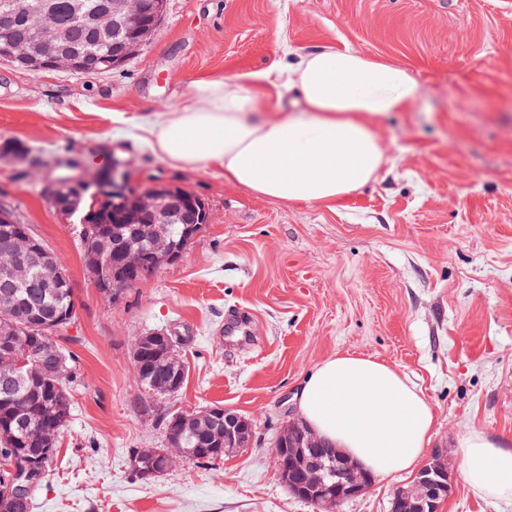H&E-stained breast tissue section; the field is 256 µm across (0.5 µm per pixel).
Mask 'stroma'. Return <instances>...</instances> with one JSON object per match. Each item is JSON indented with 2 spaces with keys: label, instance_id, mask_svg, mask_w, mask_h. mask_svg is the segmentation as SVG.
Masks as SVG:
<instances>
[{
  "label": "stroma",
  "instance_id": "35a3bbf8",
  "mask_svg": "<svg viewBox=\"0 0 512 512\" xmlns=\"http://www.w3.org/2000/svg\"><path fill=\"white\" fill-rule=\"evenodd\" d=\"M353 49L408 67L407 112L376 124L388 162L344 207L256 196L216 170L174 169L136 122L177 107L199 81L288 63L285 49ZM128 164L132 187H181L205 204L181 260L123 299L102 300L75 217L42 175L92 155ZM0 207L58 255L79 301L62 340L78 357L73 417L33 512H317L282 481L273 454L295 394L329 356L370 355L407 375L434 408L430 447L448 462L440 512H512L463 482L459 440L512 441V0H167L147 44L95 75L32 73L0 61ZM247 310L244 341L224 313ZM179 338L175 397L137 383L133 337ZM224 406L248 418L236 455L152 479L131 458L166 445L163 417ZM411 476L376 477L337 512H389Z\"/></svg>",
  "mask_w": 512,
  "mask_h": 512
}]
</instances>
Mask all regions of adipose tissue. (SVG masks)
I'll return each instance as SVG.
<instances>
[{
    "label": "adipose tissue",
    "instance_id": "1",
    "mask_svg": "<svg viewBox=\"0 0 512 512\" xmlns=\"http://www.w3.org/2000/svg\"><path fill=\"white\" fill-rule=\"evenodd\" d=\"M286 87L300 94L287 112ZM420 94L407 67L351 49H322L232 84L200 81L192 97L139 129L168 166L214 169L262 198L332 207L377 178L387 156L376 122L409 110ZM298 399L307 424L375 476L418 470L436 424L406 375L366 355L325 359ZM459 454L474 494L512 499V441L471 431Z\"/></svg>",
    "mask_w": 512,
    "mask_h": 512
}]
</instances>
